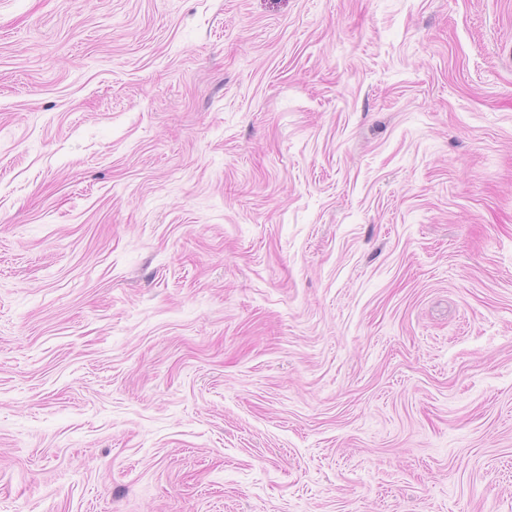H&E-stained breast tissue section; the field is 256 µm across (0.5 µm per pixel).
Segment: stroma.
Instances as JSON below:
<instances>
[{"instance_id": "35a3bbf8", "label": "stroma", "mask_w": 512, "mask_h": 512, "mask_svg": "<svg viewBox=\"0 0 512 512\" xmlns=\"http://www.w3.org/2000/svg\"><path fill=\"white\" fill-rule=\"evenodd\" d=\"M0 512H512V0H0Z\"/></svg>"}]
</instances>
